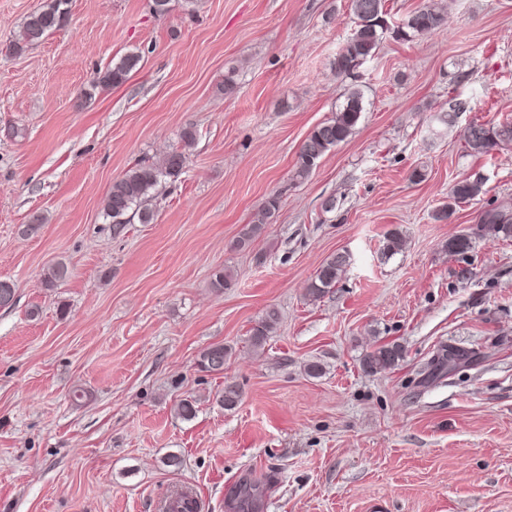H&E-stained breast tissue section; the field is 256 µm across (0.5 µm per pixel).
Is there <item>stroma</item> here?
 Returning <instances> with one entry per match:
<instances>
[{
    "mask_svg": "<svg viewBox=\"0 0 512 512\" xmlns=\"http://www.w3.org/2000/svg\"><path fill=\"white\" fill-rule=\"evenodd\" d=\"M440 2L443 27L385 38L351 80L331 66L350 0H171L160 16L150 0H69L67 24L20 54L46 0H0V280L15 289L0 307V512H159L184 486L202 512H236L250 485L255 512H512V239L476 231L488 206L512 215V145L473 155L463 139L476 119L512 123V0ZM130 53L123 85L92 88ZM354 84V133L295 181L303 140ZM453 99L468 109L449 127ZM187 127L153 221L106 218L113 182L183 148ZM475 174L484 198L436 220ZM274 194L272 223L237 247ZM461 233L472 251L448 253ZM338 252L349 266L312 299ZM59 261L70 275L46 287ZM224 268L233 284L214 290ZM214 343L232 349L220 374L198 365ZM392 344L398 365L364 372ZM451 348L468 362L429 378ZM349 264L350 256L346 252H339L327 258L309 284V295L316 299L331 288H335L341 273ZM278 313L274 309L265 315L252 327L251 345L255 350L262 349L278 323ZM402 357L403 350L399 345L380 346L365 355L362 367L367 373L377 374L394 368Z\"/></svg>",
    "mask_w": 512,
    "mask_h": 512,
    "instance_id": "1",
    "label": "stroma"
}]
</instances>
